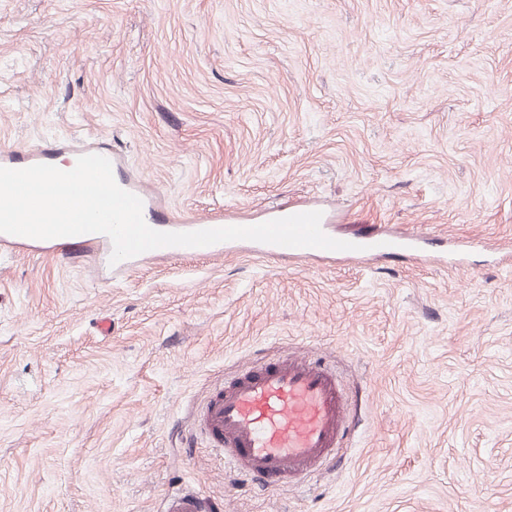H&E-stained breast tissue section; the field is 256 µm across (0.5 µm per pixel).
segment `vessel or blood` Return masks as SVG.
<instances>
[{
	"mask_svg": "<svg viewBox=\"0 0 512 512\" xmlns=\"http://www.w3.org/2000/svg\"><path fill=\"white\" fill-rule=\"evenodd\" d=\"M104 153L112 164L116 183L143 202V217L151 228L164 232H189L242 225V218L216 213L208 216L167 211L158 189H146L136 175L125 174L123 154L101 151L91 140L63 143L41 141L28 148H1L0 167L26 168L54 164L58 154L71 159ZM350 259L392 254L418 255L420 239L378 232L355 237ZM72 253L91 261H110L112 242L107 235L88 233L70 237ZM244 248L255 254L274 253L292 259L322 256L319 248H291L253 241H227L206 247L209 255ZM111 262V261H110ZM347 400L335 372L298 355L247 370L225 382L203 404L198 429L223 454L228 469L252 475L274 486H291L312 476L335 448L345 430ZM209 497L192 489L171 492L163 512H211Z\"/></svg>",
	"mask_w": 512,
	"mask_h": 512,
	"instance_id": "b4317fda",
	"label": "vessel or blood"
}]
</instances>
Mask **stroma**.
Segmentation results:
<instances>
[{"mask_svg": "<svg viewBox=\"0 0 512 512\" xmlns=\"http://www.w3.org/2000/svg\"><path fill=\"white\" fill-rule=\"evenodd\" d=\"M97 137L178 212L389 224L456 268L160 256L110 282L0 252V512H512V0H0V147ZM328 364L351 431L305 485L196 431L259 359ZM213 505L200 491L178 489L167 495L162 512H212Z\"/></svg>", "mask_w": 512, "mask_h": 512, "instance_id": "stroma-1", "label": "stroma"}]
</instances>
